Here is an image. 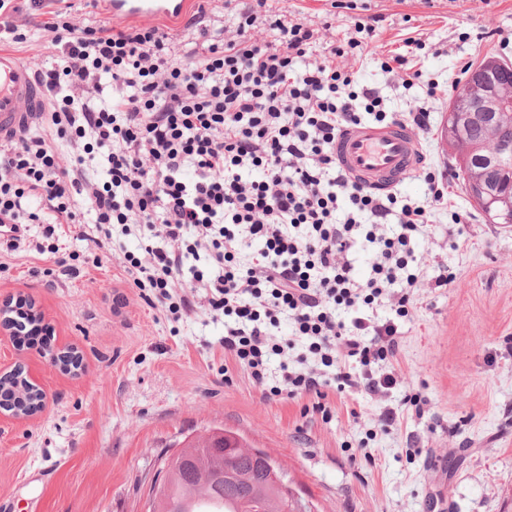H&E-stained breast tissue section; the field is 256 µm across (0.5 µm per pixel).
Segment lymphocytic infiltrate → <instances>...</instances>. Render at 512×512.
I'll return each instance as SVG.
<instances>
[{
  "label": "lymphocytic infiltrate",
  "mask_w": 512,
  "mask_h": 512,
  "mask_svg": "<svg viewBox=\"0 0 512 512\" xmlns=\"http://www.w3.org/2000/svg\"><path fill=\"white\" fill-rule=\"evenodd\" d=\"M266 5L251 0L231 29L198 27L187 51L153 25L109 32L54 11L44 24L54 61L35 77L48 94L49 128L85 153L62 163L44 136L29 133L0 149V234L15 245L39 204L51 216L49 237L87 214L107 238L113 225H137L143 244L126 254L125 271L141 298L176 320L194 309L191 293L177 290L184 268L207 251L215 272L196 273L191 292H204L223 318L225 354L265 397H313V412L328 419L329 391L381 397L395 385L375 370L396 359L398 327L360 310L386 301L407 316L418 283L411 243L446 205L448 179L424 172L428 195L416 204L343 175L333 152L342 128L369 116L426 134L431 113L388 112L376 93L356 90L355 74L335 63L344 47L306 61L315 29ZM265 24L274 41L256 38ZM93 152L103 160L100 184L85 176ZM365 242L374 259L360 278L349 256ZM250 244L255 252L241 260ZM401 279L405 288L392 292ZM284 319L291 332L280 338ZM292 349L296 367L270 384L272 357Z\"/></svg>",
  "instance_id": "obj_1"
}]
</instances>
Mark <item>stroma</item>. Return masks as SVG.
Segmentation results:
<instances>
[{
  "mask_svg": "<svg viewBox=\"0 0 512 512\" xmlns=\"http://www.w3.org/2000/svg\"><path fill=\"white\" fill-rule=\"evenodd\" d=\"M273 14L305 19L318 32L307 60L347 42L352 18L372 22L362 47L337 58L388 110L426 101L428 82L452 88L465 66L487 56L512 62V0H268ZM405 54L424 82L402 83L383 57ZM430 101V100H427ZM431 103L420 141L426 166L445 169L450 209L437 210L412 244L419 281L407 317L396 320V386L384 398L329 392L333 417L303 401L262 398L249 373L225 383L223 320L196 300L174 322L142 299L124 268L138 231H115L95 250L78 225L47 239L31 225L18 248L0 247V301L25 295L53 330L49 346L76 344L81 367L60 372L38 347L0 340V367L22 366L48 395L36 418H0V512H141L160 453L228 430L271 455L315 512H512V225L489 223L465 194L455 155L442 148L448 98ZM466 221L453 223L451 211ZM43 244L37 253L35 244ZM70 257L54 268L50 247ZM101 262L92 265L91 253ZM455 275L436 288L440 266ZM426 397L423 414L406 392ZM397 419L383 428L384 408Z\"/></svg>",
  "mask_w": 512,
  "mask_h": 512,
  "instance_id": "35a3bbf8",
  "label": "stroma"
}]
</instances>
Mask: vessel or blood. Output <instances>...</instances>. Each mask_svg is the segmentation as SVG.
Masks as SVG:
<instances>
[{
  "label": "vessel or blood",
  "instance_id": "obj_1",
  "mask_svg": "<svg viewBox=\"0 0 512 512\" xmlns=\"http://www.w3.org/2000/svg\"><path fill=\"white\" fill-rule=\"evenodd\" d=\"M186 0H107L115 19L138 20L182 13ZM47 110L43 89L15 54L0 51V143L18 138ZM407 126L359 124L336 137L338 168L352 180L377 192L395 189L423 163L419 140L408 137Z\"/></svg>",
  "mask_w": 512,
  "mask_h": 512
}]
</instances>
